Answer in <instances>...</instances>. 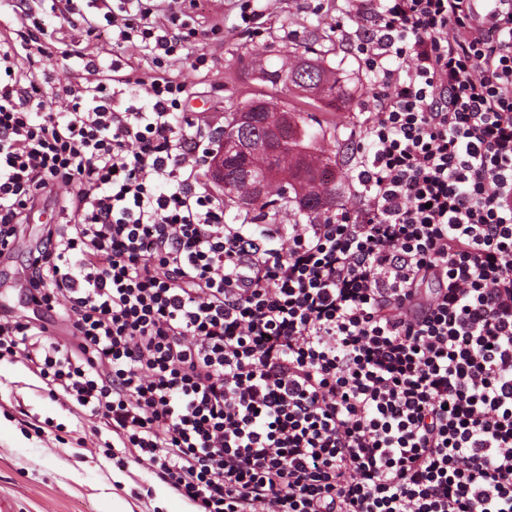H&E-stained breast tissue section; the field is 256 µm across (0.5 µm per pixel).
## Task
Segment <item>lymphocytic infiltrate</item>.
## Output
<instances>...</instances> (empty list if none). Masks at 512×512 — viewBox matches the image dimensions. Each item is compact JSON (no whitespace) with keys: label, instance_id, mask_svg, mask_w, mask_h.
<instances>
[{"label":"lymphocytic infiltrate","instance_id":"lymphocytic-infiltrate-1","mask_svg":"<svg viewBox=\"0 0 512 512\" xmlns=\"http://www.w3.org/2000/svg\"><path fill=\"white\" fill-rule=\"evenodd\" d=\"M119 2L60 15L148 51L142 94L76 48L89 78L62 89L23 66L35 10L0 35V252L71 189L28 276L71 339L1 315L0 359L195 512H512V8L353 0L384 101L365 202L261 225L226 223L206 188L176 0Z\"/></svg>","mask_w":512,"mask_h":512}]
</instances>
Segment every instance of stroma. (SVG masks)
<instances>
[{
	"mask_svg": "<svg viewBox=\"0 0 512 512\" xmlns=\"http://www.w3.org/2000/svg\"><path fill=\"white\" fill-rule=\"evenodd\" d=\"M183 19L195 28L187 51L205 54V67L178 64L190 90L185 112L199 121L207 135L224 126V115L245 94L274 96L283 107L293 105V92L258 80L255 63L280 67L288 48H304L311 31L327 65L345 78L346 106L339 112L336 137L337 208L361 205L351 180L366 157L363 122L379 111L381 100L363 94L366 68L352 50L360 26L348 20V0H249L254 19L243 24L232 0H183ZM42 44L62 34L64 43L86 45L103 64L120 57L132 77L149 78L154 66L138 49H112V29L87 39L83 29L61 27L59 18L44 16ZM56 196L42 198L38 211L17 233L19 244L0 255V313L30 314L20 278L28 271L31 252L45 242V227L63 223ZM109 432L95 433L91 420L51 400L41 380L22 363L0 361V495L15 499L19 512H188L187 503L172 489L135 463L119 466L105 450Z\"/></svg>",
	"mask_w": 512,
	"mask_h": 512,
	"instance_id": "35a3bbf8",
	"label": "stroma"
}]
</instances>
